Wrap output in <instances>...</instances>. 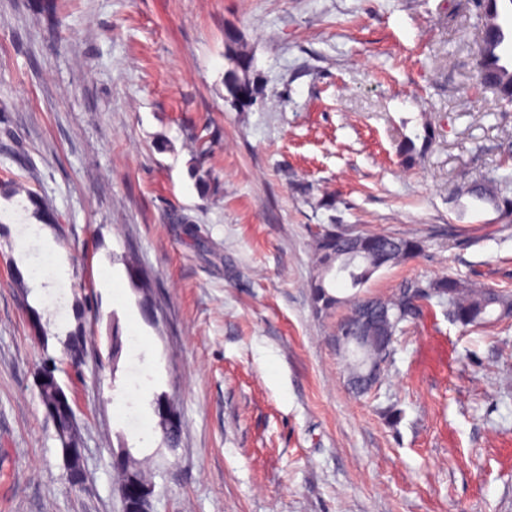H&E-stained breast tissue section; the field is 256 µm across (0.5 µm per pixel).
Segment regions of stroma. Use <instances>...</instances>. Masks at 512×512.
<instances>
[{"label": "stroma", "instance_id": "35a3bbf8", "mask_svg": "<svg viewBox=\"0 0 512 512\" xmlns=\"http://www.w3.org/2000/svg\"><path fill=\"white\" fill-rule=\"evenodd\" d=\"M479 29L472 0H0V179L59 216L27 239L25 197L0 198V512H122V445L150 512H512V319L465 328L431 300L359 395L336 346L348 307L318 313L309 288L315 233L346 224L423 241L365 294L446 276L512 291V215L460 193L512 175ZM231 48L253 105L224 86ZM51 254L66 275L28 279ZM84 298L95 340L81 377L59 376L74 486L34 373ZM114 323L137 339L117 361Z\"/></svg>", "mask_w": 512, "mask_h": 512}]
</instances>
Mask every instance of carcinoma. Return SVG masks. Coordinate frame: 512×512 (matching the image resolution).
<instances>
[{
    "mask_svg": "<svg viewBox=\"0 0 512 512\" xmlns=\"http://www.w3.org/2000/svg\"><path fill=\"white\" fill-rule=\"evenodd\" d=\"M476 13L488 20L480 35L477 79L492 78L495 99L500 108L507 111L512 107V70L502 64L508 33L500 18L512 14V0H479ZM467 191L473 199L512 214L509 182L474 184L468 186ZM22 194L34 206L35 214L42 223L55 221L52 204L37 196L25 183L13 179L0 182V195L14 197ZM422 249V241L413 235L360 233L347 230L341 224H332L316 236L314 254L318 274L310 282L314 306L320 311H328L342 303L331 292L333 281L341 273L353 290L349 315L341 320L336 334V339L342 343L341 350H346L353 342L358 330V317L362 316L369 322L371 336L364 340L360 354L345 356L351 383L359 385L360 393L367 392L375 385V382L368 380L371 362L390 356L400 324L421 315V302L433 298L448 301V314L463 327L482 326L512 317V293L452 277L440 278L425 286L410 283L388 299L360 297L362 288L378 270L411 258ZM75 319V330L68 333L64 344L70 356L81 362L87 352V337L92 335L86 330V325L95 323L96 313L88 303L77 304ZM40 397L43 405L54 406L59 422L68 426L64 443L79 446L82 438L77 425L71 424L72 414L67 396L46 388L40 391Z\"/></svg>",
    "mask_w": 512,
    "mask_h": 512,
    "instance_id": "cac0c4a2",
    "label": "carcinoma"
}]
</instances>
